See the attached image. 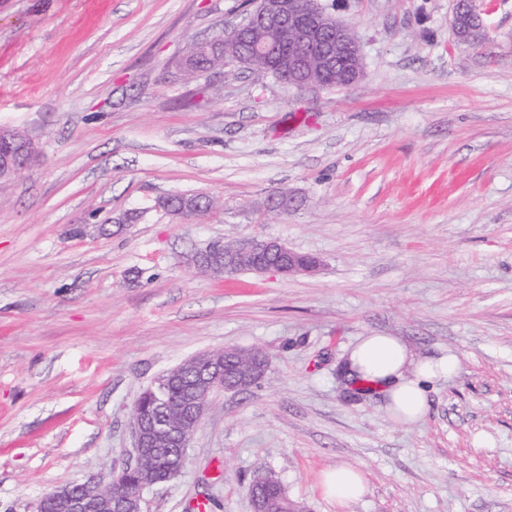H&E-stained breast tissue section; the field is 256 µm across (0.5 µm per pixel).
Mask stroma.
Segmentation results:
<instances>
[{
    "label": "stroma",
    "instance_id": "stroma-1",
    "mask_svg": "<svg viewBox=\"0 0 512 512\" xmlns=\"http://www.w3.org/2000/svg\"><path fill=\"white\" fill-rule=\"evenodd\" d=\"M321 2L360 42L352 85L233 62L184 79L187 49L253 0H0V127L38 149L0 180V512L108 480L140 393L225 348L261 351L265 375L213 399L144 512H251L260 474L336 512L319 484L342 464L368 486L346 512H512V0H479L476 44L452 36L454 0ZM175 194L219 205L156 209ZM244 238L320 267L188 263ZM371 332L459 359L418 424L341 383Z\"/></svg>",
    "mask_w": 512,
    "mask_h": 512
}]
</instances>
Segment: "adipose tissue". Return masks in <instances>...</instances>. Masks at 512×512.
<instances>
[{
	"instance_id": "adipose-tissue-1",
	"label": "adipose tissue",
	"mask_w": 512,
	"mask_h": 512,
	"mask_svg": "<svg viewBox=\"0 0 512 512\" xmlns=\"http://www.w3.org/2000/svg\"><path fill=\"white\" fill-rule=\"evenodd\" d=\"M460 362L455 356L437 360L415 358L398 337L374 332L360 337L349 351L343 370L348 379L379 391L396 422L412 424L428 411V386L455 374ZM324 495L345 508L367 492L363 472L354 466H339L325 472Z\"/></svg>"
}]
</instances>
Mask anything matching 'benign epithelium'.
<instances>
[{"label":"benign epithelium","instance_id":"1","mask_svg":"<svg viewBox=\"0 0 512 512\" xmlns=\"http://www.w3.org/2000/svg\"><path fill=\"white\" fill-rule=\"evenodd\" d=\"M296 6L292 0H258L257 8L250 13L254 23L235 27L226 35V40L237 42L245 36L255 41L254 56H262L276 63L277 74L288 77L298 87L317 85L310 70V60L315 57L320 70L330 72L342 57L352 54L361 57L358 41L351 40L346 27L320 10L312 2L308 21L300 24L296 20ZM284 28L292 30L299 42L308 47L317 43L321 47L309 54L295 53L285 56L269 35ZM34 162L29 150V140L13 130H0V178L10 177ZM274 255L275 262L258 263L257 273L275 270L283 275L310 272L317 267V261L309 256L299 255L275 240L246 241L237 248L224 252V264L214 262L207 253H194L190 265L195 269L215 275L232 270L236 263L255 256ZM236 356L233 349L199 353L181 365L161 374L149 387V391H161L176 381L188 367L197 368L200 373L188 386L182 404L184 413L175 420L165 423L132 413L131 431L133 437L134 462L123 467L113 478L103 484L94 479L83 483H66L42 496L35 504L34 512H143L144 494L179 475L187 463V450L192 432L208 411L214 395L219 391L231 392L246 389L260 380L265 372V359L256 358L251 366L237 375H226L225 363ZM163 443L171 447L164 478L158 479V472L144 469L142 463L151 457L153 448ZM136 472L137 484L126 485L118 477Z\"/></svg>","mask_w":512,"mask_h":512}]
</instances>
